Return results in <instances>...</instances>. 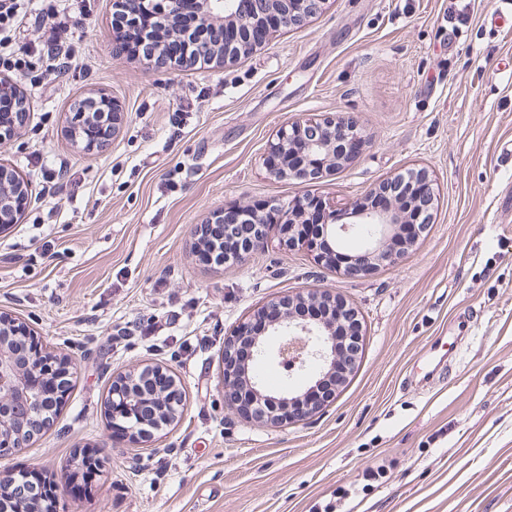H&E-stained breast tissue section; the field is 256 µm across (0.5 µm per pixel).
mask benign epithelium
Returning <instances> with one entry per match:
<instances>
[{"label": "benign epithelium", "instance_id": "7a95c632", "mask_svg": "<svg viewBox=\"0 0 512 512\" xmlns=\"http://www.w3.org/2000/svg\"><path fill=\"white\" fill-rule=\"evenodd\" d=\"M139 12L156 20L154 29L169 30L173 18L181 10V0H137ZM329 0H200L199 10L204 21L216 20L231 30L235 38L220 43L210 41L211 60L231 63L240 55L257 46L253 35L264 31L271 35L283 28L297 25L314 17ZM99 121L112 125L117 132L123 121V110L112 102V112L97 114ZM364 140L362 130L354 123L331 118H299L280 128L268 146L266 155L281 159L277 168L265 165L273 177L295 180L306 185L321 181L336 173L339 166L349 159L348 146ZM422 190L415 195L414 204L420 209L434 208L436 194L429 173L419 170ZM30 195L29 187L9 167L0 164V228L16 224L24 209H15L17 193ZM311 196L302 194L287 204L274 203L278 213L277 224L280 242L289 248H302L314 253L317 261L330 263L329 256L336 251L337 243L361 235L362 229L371 228L363 246L353 256V271L368 272L380 265H389L403 255L394 248L397 231L407 222L405 209L397 203L384 208H374L358 203L349 212L350 221H338L336 206L322 201V240L315 244L299 232V224ZM242 224L229 225L224 233L241 239L240 259L264 249L267 245L269 224L265 216L248 206L240 207ZM315 304L324 309L325 317L311 321L298 315L301 307ZM278 310V316L269 322L265 335L245 336L244 326L267 310ZM360 320L358 312L325 288L310 289L294 296L275 297L258 307L242 320L224 338V404L232 412L240 413L239 405L245 401L257 406V415L251 421L280 427L304 421L321 412L330 398L312 402L313 391L332 379L342 385L350 374L359 353ZM20 336L33 337L27 322L0 311V460L22 448L31 440L17 429L18 416L14 411L30 400V393L37 390L38 380L44 372L45 360L26 358L16 347ZM249 346V357L241 362L236 358L240 344ZM274 363L285 370L287 383L269 389L261 381L258 366ZM156 377L153 393L160 395L173 416L181 413L183 394L181 384L173 371L164 366H145L138 372L121 376L112 383L110 395L112 419H139L127 430L119 442L123 447L138 446L147 442L154 433L171 425V421L156 420L148 425L142 420L144 408L145 376Z\"/></svg>", "mask_w": 512, "mask_h": 512}]
</instances>
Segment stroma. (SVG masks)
<instances>
[{
	"mask_svg": "<svg viewBox=\"0 0 512 512\" xmlns=\"http://www.w3.org/2000/svg\"><path fill=\"white\" fill-rule=\"evenodd\" d=\"M502 0H329L236 61L169 66L112 52V0L69 20L68 71L18 77L29 103L0 162L32 199L0 229V311L75 362L53 423L0 461L47 472L55 512H512V28ZM125 112L101 149L67 134L71 104ZM364 131L332 184L269 176L288 120ZM68 162L56 197L40 192ZM425 169L439 194L396 264L350 276L278 239L244 262L199 255L218 210L302 194L348 214L380 183ZM326 288L354 307L361 349L334 400L275 428L224 405V339L263 302ZM167 322L163 336L145 327ZM464 342H457L459 332ZM447 374L433 370L443 357ZM181 380L183 411L147 448H116L113 380L148 365ZM99 459L75 492L74 456ZM166 475L156 479L157 468Z\"/></svg>",
	"mask_w": 512,
	"mask_h": 512,
	"instance_id": "35a3bbf8",
	"label": "stroma"
}]
</instances>
